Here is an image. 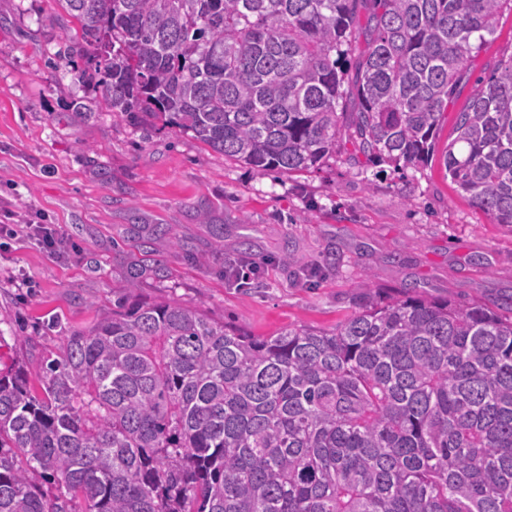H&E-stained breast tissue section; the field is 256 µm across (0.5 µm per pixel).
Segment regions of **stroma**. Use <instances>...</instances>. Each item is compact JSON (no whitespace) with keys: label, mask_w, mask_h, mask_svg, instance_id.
I'll use <instances>...</instances> for the list:
<instances>
[{"label":"stroma","mask_w":512,"mask_h":512,"mask_svg":"<svg viewBox=\"0 0 512 512\" xmlns=\"http://www.w3.org/2000/svg\"><path fill=\"white\" fill-rule=\"evenodd\" d=\"M70 24L58 0H0V223L56 224L71 245L54 260L36 241L0 236V366L36 372L65 330H90L120 301H176L273 336L333 330L366 294L405 287L459 305L512 299V229L459 196L439 162L400 172L339 155L314 171L260 174L190 134L83 112L95 88L55 59ZM511 54L507 14L468 64L441 137ZM156 225L164 234H150ZM244 243L260 272L239 288L224 262ZM287 253L316 275L282 265Z\"/></svg>","instance_id":"1"}]
</instances>
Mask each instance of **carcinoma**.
Returning <instances> with one entry per match:
<instances>
[{"mask_svg": "<svg viewBox=\"0 0 512 512\" xmlns=\"http://www.w3.org/2000/svg\"><path fill=\"white\" fill-rule=\"evenodd\" d=\"M60 2L77 27L57 57L83 61L96 108L280 174L321 168L343 134L353 161L427 164L464 68L512 12ZM453 133L443 165L457 193L512 228V55ZM38 382L0 371V512H512V302L405 288L364 296L332 332L275 336L175 302L121 303L66 332Z\"/></svg>", "mask_w": 512, "mask_h": 512, "instance_id": "1", "label": "carcinoma"}]
</instances>
